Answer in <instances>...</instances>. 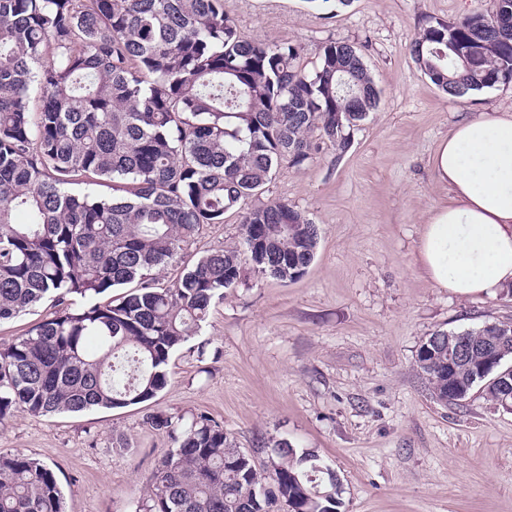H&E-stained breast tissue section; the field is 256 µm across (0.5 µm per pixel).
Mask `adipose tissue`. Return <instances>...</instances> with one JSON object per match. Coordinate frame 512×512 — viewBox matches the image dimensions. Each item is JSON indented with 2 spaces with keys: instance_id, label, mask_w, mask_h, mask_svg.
<instances>
[{
  "instance_id": "1",
  "label": "adipose tissue",
  "mask_w": 512,
  "mask_h": 512,
  "mask_svg": "<svg viewBox=\"0 0 512 512\" xmlns=\"http://www.w3.org/2000/svg\"><path fill=\"white\" fill-rule=\"evenodd\" d=\"M430 166L448 200L424 220L422 271L453 294L496 297L512 287V113L460 119Z\"/></svg>"
}]
</instances>
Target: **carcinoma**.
Segmentation results:
<instances>
[{"label": "carcinoma", "mask_w": 512, "mask_h": 512, "mask_svg": "<svg viewBox=\"0 0 512 512\" xmlns=\"http://www.w3.org/2000/svg\"><path fill=\"white\" fill-rule=\"evenodd\" d=\"M494 14L512 17V0L420 28L411 52L437 89L463 97L512 81V29L494 27ZM455 47L476 48L479 62ZM298 59L289 42L245 37L224 0H0V322L48 298L58 307L0 345L1 425L149 401L245 265L284 282L304 275L317 225L272 201L242 217L243 247L212 251L166 284L157 277L200 225L224 223L280 167L309 160L314 137L341 155L378 109L354 44L325 43L312 72ZM489 333L458 332L468 351L451 371L453 332L421 344L417 363L439 400L477 387L502 405L512 353L487 366ZM148 420L174 446L138 512H339L336 472L308 477L310 452L278 442L269 466L206 415ZM0 512H64L53 470L0 451Z\"/></svg>", "instance_id": "cac0c4a2"}]
</instances>
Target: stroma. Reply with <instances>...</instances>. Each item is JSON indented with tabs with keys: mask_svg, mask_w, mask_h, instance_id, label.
Here are the masks:
<instances>
[{
	"mask_svg": "<svg viewBox=\"0 0 512 512\" xmlns=\"http://www.w3.org/2000/svg\"><path fill=\"white\" fill-rule=\"evenodd\" d=\"M492 8L493 0H224L243 35L293 43L309 70L326 41L357 44L381 104L344 154L324 144L300 167L282 168L223 223L202 225L161 277L237 243L242 213L277 199L317 225L315 258L293 282L244 268L174 353L156 399L20 413L0 425V451L50 466L65 512H135L172 446L147 415H206L260 457L279 440L317 452L342 484L341 512H512V412L478 389L442 402L417 366L435 331L512 323V288L461 298L417 263L423 218L448 197L432 154L459 116L511 111L512 83L448 96L410 44L426 18ZM117 436L127 448H113Z\"/></svg>",
	"mask_w": 512,
	"mask_h": 512,
	"instance_id": "35a3bbf8",
	"label": "stroma"
}]
</instances>
